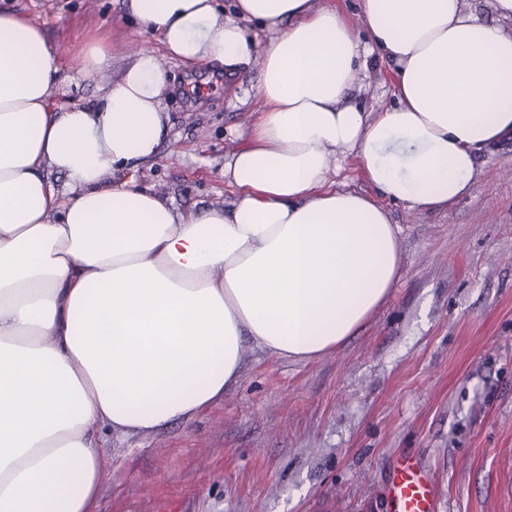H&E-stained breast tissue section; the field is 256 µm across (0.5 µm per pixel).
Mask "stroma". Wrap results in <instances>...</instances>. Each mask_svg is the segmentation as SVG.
<instances>
[{
  "label": "stroma",
  "mask_w": 512,
  "mask_h": 512,
  "mask_svg": "<svg viewBox=\"0 0 512 512\" xmlns=\"http://www.w3.org/2000/svg\"><path fill=\"white\" fill-rule=\"evenodd\" d=\"M63 51L57 107L95 104L138 51L161 57L168 131L144 184L185 210L227 202L224 156L261 106L257 65L232 76L165 57L122 0H0ZM110 35L102 76L73 47ZM360 101H391L369 62ZM401 275L355 336L313 360L249 353L222 402L148 434L108 436L95 512H388L396 460L435 479L438 512H512V136L480 153L470 194L416 212L391 205Z\"/></svg>",
  "instance_id": "35a3bbf8"
}]
</instances>
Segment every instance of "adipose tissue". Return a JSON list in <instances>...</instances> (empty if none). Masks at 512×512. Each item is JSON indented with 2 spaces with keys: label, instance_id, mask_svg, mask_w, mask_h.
<instances>
[{
  "label": "adipose tissue",
  "instance_id": "obj_1",
  "mask_svg": "<svg viewBox=\"0 0 512 512\" xmlns=\"http://www.w3.org/2000/svg\"><path fill=\"white\" fill-rule=\"evenodd\" d=\"M125 0L167 56L226 74L259 59L263 106L224 159V207L187 211L139 179L168 117L140 53L91 108L57 109L59 50L0 11V512H93L97 435L150 433L216 405L248 349L335 350L400 276L389 204L468 195L512 135V0ZM268 29L248 40L243 22ZM393 100L355 99L369 56ZM353 160L371 193L331 175ZM64 183H56V175Z\"/></svg>",
  "mask_w": 512,
  "mask_h": 512
}]
</instances>
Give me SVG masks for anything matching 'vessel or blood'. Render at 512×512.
I'll return each mask as SVG.
<instances>
[{
  "label": "vessel or blood",
  "mask_w": 512,
  "mask_h": 512,
  "mask_svg": "<svg viewBox=\"0 0 512 512\" xmlns=\"http://www.w3.org/2000/svg\"><path fill=\"white\" fill-rule=\"evenodd\" d=\"M387 495L392 512H436L432 480L414 458L405 456L396 461Z\"/></svg>",
  "instance_id": "1"
}]
</instances>
